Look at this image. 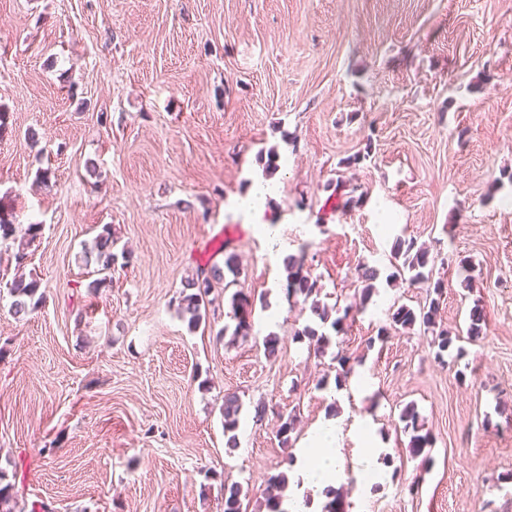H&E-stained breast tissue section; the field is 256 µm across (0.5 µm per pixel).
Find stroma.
I'll list each match as a JSON object with an SVG mask.
<instances>
[{"label":"stroma","mask_w":512,"mask_h":512,"mask_svg":"<svg viewBox=\"0 0 512 512\" xmlns=\"http://www.w3.org/2000/svg\"><path fill=\"white\" fill-rule=\"evenodd\" d=\"M0 112V212L17 224L0 276L46 291L21 319L0 294V470L26 503L223 512L237 482L258 512L332 419L347 512H512V0H0ZM265 175L262 217L238 210ZM103 224L127 255L92 294L83 247ZM399 236L446 259L443 325L487 314L445 363L430 335L388 328L386 306L426 297L390 278ZM286 252L330 306L352 301L359 262L380 270L319 358L295 336L314 318L286 296ZM232 253L251 336L217 338L235 324L220 284L210 329H189L182 282ZM339 351L362 384L336 386ZM410 402L433 437L425 467L399 421ZM371 449L382 476L366 482Z\"/></svg>","instance_id":"35a3bbf8"}]
</instances>
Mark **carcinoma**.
<instances>
[{"label": "carcinoma", "instance_id": "cac0c4a2", "mask_svg": "<svg viewBox=\"0 0 512 512\" xmlns=\"http://www.w3.org/2000/svg\"><path fill=\"white\" fill-rule=\"evenodd\" d=\"M116 239L112 232V225L105 224L101 231L92 240L91 245L85 247L84 256L86 263H94L96 268L93 273L98 278L92 280L88 288L96 292L106 287L112 280V265L117 260L113 248ZM393 263L395 269L393 278H398L410 286L425 285L428 288V298L418 307L401 304L392 307L388 311L390 328L398 331L411 330L416 326L423 328V332L432 336L431 345L436 348L435 358L444 360L447 353L456 342L466 338L470 341L484 335L487 326L486 313L483 306L474 303L468 314L466 334L461 331H452L438 322L440 301L445 293L446 285L443 279L434 278L436 257L430 250L413 239L397 237L393 247ZM304 258L293 255L284 260V269L287 272L286 294L290 298H302L303 302L310 303V311L319 319L321 326H330L336 334H344L355 321V316L366 310L378 289L375 282L379 278L380 270L363 262L356 267L355 278L359 289L355 291L356 301L343 307H335L336 317H331L327 306L321 303L319 297L323 286L320 280L310 274L302 272ZM231 275V280H226V275ZM240 275V267L236 256L229 255L224 260V266H212L200 268L191 277L182 283V289L176 297L177 308L181 316L187 319L191 328L199 327L208 319L210 307L215 305L216 299L211 297L214 285L223 282L225 287L236 284ZM6 289L13 298L11 310L17 317L24 316L39 306L44 299L40 293V282L35 278H26L23 275L14 277L6 283ZM233 318L236 321L232 336L246 337L251 334L252 323L250 316L254 307V298L240 290L230 296ZM296 336L305 337L308 340V353L321 357L332 344V337L324 331L311 325L296 331ZM242 402L234 393L224 395V433L230 434L227 448L236 447L235 431L239 424V414ZM399 420L403 423V432L409 435L408 451L414 458H422V464L430 463L426 449L432 446L433 438L430 431L424 430V422L413 403L405 405L399 414ZM269 482L277 489V493L264 499L265 512H285L282 509V491L287 485V476L283 473L273 475ZM246 497L243 487L238 483L224 485V512H242L243 501ZM0 512H26V503L19 499L15 485L11 483L7 474L0 470Z\"/></svg>", "mask_w": 512, "mask_h": 512}]
</instances>
